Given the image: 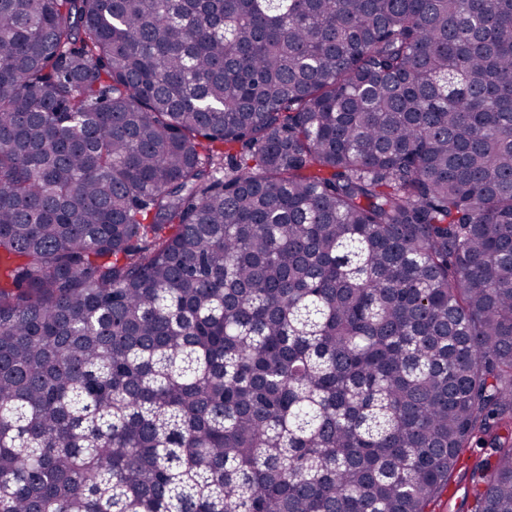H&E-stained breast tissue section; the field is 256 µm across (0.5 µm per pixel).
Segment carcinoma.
I'll return each instance as SVG.
<instances>
[{
    "label": "carcinoma",
    "mask_w": 512,
    "mask_h": 512,
    "mask_svg": "<svg viewBox=\"0 0 512 512\" xmlns=\"http://www.w3.org/2000/svg\"><path fill=\"white\" fill-rule=\"evenodd\" d=\"M512 512V0H0V512ZM473 502V487L468 477L461 470L458 478L450 483L432 506L434 512H471Z\"/></svg>",
    "instance_id": "cac0c4a2"
}]
</instances>
